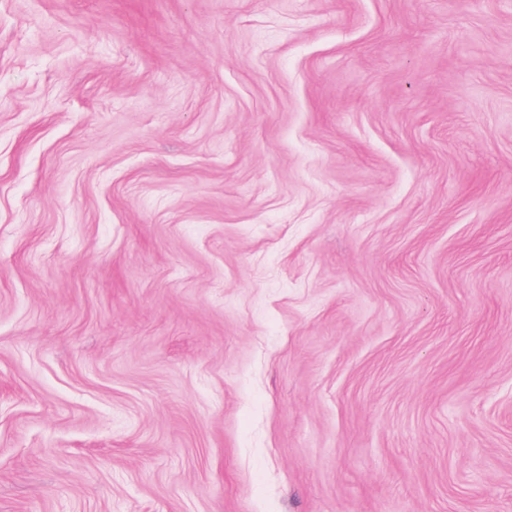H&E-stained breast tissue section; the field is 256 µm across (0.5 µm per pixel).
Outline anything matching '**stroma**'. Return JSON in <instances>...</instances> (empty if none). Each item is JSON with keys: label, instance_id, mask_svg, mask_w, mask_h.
I'll return each instance as SVG.
<instances>
[{"label": "stroma", "instance_id": "1", "mask_svg": "<svg viewBox=\"0 0 512 512\" xmlns=\"http://www.w3.org/2000/svg\"><path fill=\"white\" fill-rule=\"evenodd\" d=\"M0 512H512V0H0Z\"/></svg>", "mask_w": 512, "mask_h": 512}]
</instances>
